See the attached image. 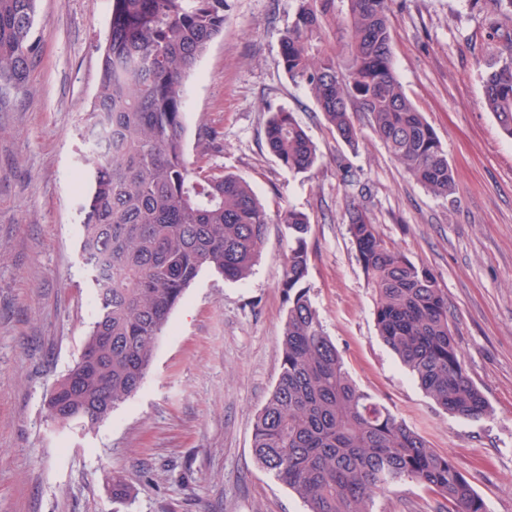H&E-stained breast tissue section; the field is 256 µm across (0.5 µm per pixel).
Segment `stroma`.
Segmentation results:
<instances>
[{
	"mask_svg": "<svg viewBox=\"0 0 512 512\" xmlns=\"http://www.w3.org/2000/svg\"><path fill=\"white\" fill-rule=\"evenodd\" d=\"M298 0H226L224 35L186 80L185 148L246 180L271 222L249 278L203 269L173 310L140 390L93 429L47 415L53 386L78 360L93 320L78 203L86 112L98 87L109 0H38L40 51L24 88L0 110V512H306L252 452L256 415L280 369L277 338L288 234L278 215L308 216L309 296L355 383L449 454L487 512H512V141L482 104L497 43L491 0H394L393 66L434 128L454 194L413 183L363 128L357 154L331 131L280 63ZM293 113L317 168L292 173L264 137ZM220 148L202 154L205 132ZM347 159L356 185L337 162ZM364 204L383 239L429 268L448 298L468 374L492 408L457 417L436 406L377 332L375 297L343 214ZM131 485L113 499L111 474ZM404 481L373 512H438Z\"/></svg>",
	"mask_w": 512,
	"mask_h": 512,
	"instance_id": "obj_1",
	"label": "stroma"
}]
</instances>
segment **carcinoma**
<instances>
[{
  "instance_id": "obj_1",
  "label": "carcinoma",
  "mask_w": 512,
  "mask_h": 512,
  "mask_svg": "<svg viewBox=\"0 0 512 512\" xmlns=\"http://www.w3.org/2000/svg\"><path fill=\"white\" fill-rule=\"evenodd\" d=\"M493 2L487 29L503 48L483 77L482 103L512 140V0ZM109 4L82 155L91 186L79 205L95 318L80 357L46 399L49 418L63 403L67 425L84 428L140 389L171 312L203 268L233 281L251 274L269 224L245 180L190 159L183 140L184 81L224 34L225 0ZM390 4L299 0L281 35V64L351 152L362 140L354 120L361 113L412 180L448 197L455 179L447 152L394 72ZM38 26L37 0H0V101L23 88L38 56ZM265 139L290 172H308L319 160L291 112L272 113ZM279 220L290 240L282 281L289 307L280 373L253 424L256 463L308 512H372L375 496L405 480L440 496L448 512H486L449 455L350 377L309 297V219L288 209ZM344 220L386 345L448 413H490L468 376L448 298L431 270L389 245L364 205L351 202ZM101 336L111 337V348Z\"/></svg>"
}]
</instances>
